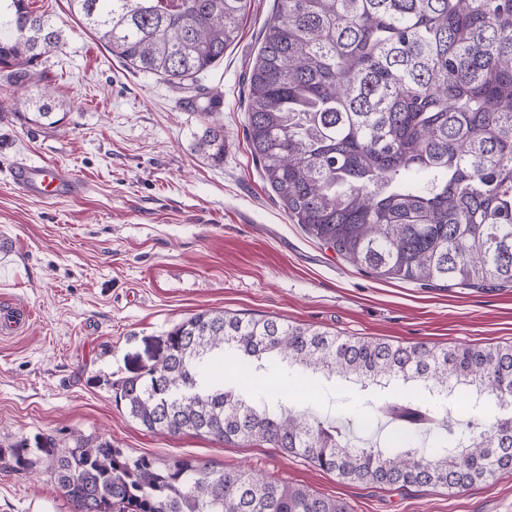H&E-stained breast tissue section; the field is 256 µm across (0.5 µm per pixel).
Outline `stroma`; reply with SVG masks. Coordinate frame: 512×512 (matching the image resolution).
Returning a JSON list of instances; mask_svg holds the SVG:
<instances>
[{
    "label": "stroma",
    "mask_w": 512,
    "mask_h": 512,
    "mask_svg": "<svg viewBox=\"0 0 512 512\" xmlns=\"http://www.w3.org/2000/svg\"><path fill=\"white\" fill-rule=\"evenodd\" d=\"M64 43L42 59L45 85L70 106L57 128L24 122L26 97L0 110V306L29 309L27 332L0 336V448L73 433L168 461L203 457L262 471L343 500L350 512H512V473L454 493L348 483L260 441L220 443L145 430L114 402L111 383L145 374L169 331L205 310L273 316L343 337L391 343L512 344V288L483 292L373 279L291 220L264 181L245 132L246 87L274 0H250L240 32L185 93L126 67L71 13L68 0H30ZM221 94L224 162L192 148L207 93ZM72 171L77 198L43 200L12 179L19 163ZM303 411L341 416L366 394L340 378L273 386ZM48 460L0 467V512H72Z\"/></svg>",
    "instance_id": "obj_1"
}]
</instances>
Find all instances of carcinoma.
<instances>
[{"instance_id": "carcinoma-1", "label": "carcinoma", "mask_w": 512, "mask_h": 512, "mask_svg": "<svg viewBox=\"0 0 512 512\" xmlns=\"http://www.w3.org/2000/svg\"><path fill=\"white\" fill-rule=\"evenodd\" d=\"M250 71L246 138L288 216L364 274L422 288L512 286V0H275ZM127 67L181 89L224 58L249 0H70ZM62 31L29 0H0V80L38 85ZM208 96L196 150L224 163V127ZM26 122L67 113L37 93ZM163 359L116 383L115 401L150 432L268 442L337 477L379 487L461 491L512 471V345L435 349L342 338L272 317L195 313ZM286 382L301 366L403 391L376 408L397 424L389 447L356 446L344 425L272 411L258 383L230 385L225 364ZM496 407L461 428L443 418L455 387ZM51 459L73 512H348L343 501L260 471L201 458L161 463L107 439L60 450L0 449L14 470Z\"/></svg>"}]
</instances>
